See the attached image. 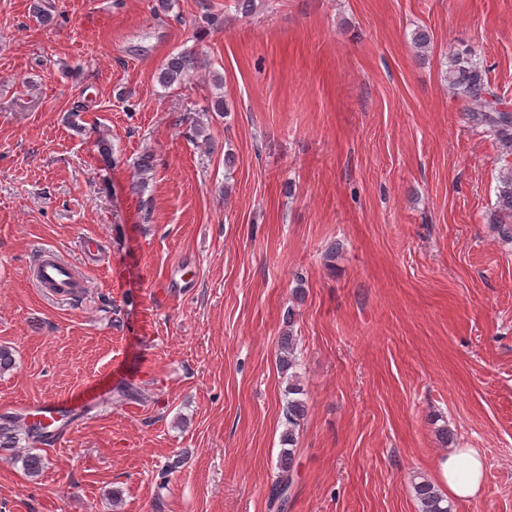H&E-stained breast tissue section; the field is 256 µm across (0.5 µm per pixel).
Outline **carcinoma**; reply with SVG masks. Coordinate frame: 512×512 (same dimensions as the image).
<instances>
[{"label": "carcinoma", "mask_w": 512, "mask_h": 512, "mask_svg": "<svg viewBox=\"0 0 512 512\" xmlns=\"http://www.w3.org/2000/svg\"><path fill=\"white\" fill-rule=\"evenodd\" d=\"M412 44L418 55H424L431 45V36L425 29L418 28L412 32ZM208 61L191 50L181 51L168 58L160 70L158 81L164 87H171L182 81L190 73L207 67ZM449 88L466 102L471 104L467 109L474 124L485 129L487 133L503 143H512V112L501 108V100L491 87L486 69L473 52H454L447 61L445 71ZM490 222L497 225L499 236L512 241V172L502 179L499 193L498 210ZM283 371L289 372L288 399L284 406L286 429L282 434V445L278 462L277 480L271 493L279 495V490L288 487V479L293 470L296 430L304 419L307 406L298 398L303 393L300 376L294 372L298 365V357L293 336L281 341L279 358ZM62 434V430H51L44 425L27 426L25 423L10 417L0 418V441L15 444L19 440L35 441L48 444ZM24 470L29 476H37L44 468L43 457L31 452L22 457ZM415 498L419 504V512H451L448 500L440 489L431 481L423 479L413 486Z\"/></svg>", "instance_id": "obj_1"}]
</instances>
